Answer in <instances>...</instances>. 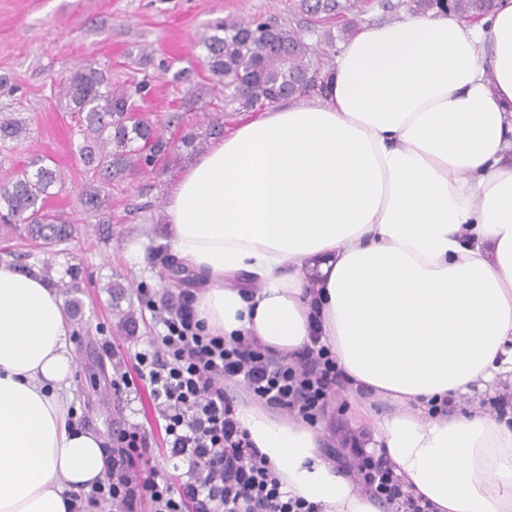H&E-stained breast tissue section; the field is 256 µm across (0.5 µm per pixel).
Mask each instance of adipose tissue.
I'll list each match as a JSON object with an SVG mask.
<instances>
[{"label": "adipose tissue", "instance_id": "1", "mask_svg": "<svg viewBox=\"0 0 512 512\" xmlns=\"http://www.w3.org/2000/svg\"><path fill=\"white\" fill-rule=\"evenodd\" d=\"M161 220L202 278L208 332L284 355L320 330L366 451L405 491L431 512H512V422L478 398L512 382V0L470 26L403 12L361 27L326 96L216 141ZM72 330L56 287L0 262V512H68L112 465L70 413ZM236 420L289 495L385 512L321 458L319 429L257 402Z\"/></svg>", "mask_w": 512, "mask_h": 512}]
</instances>
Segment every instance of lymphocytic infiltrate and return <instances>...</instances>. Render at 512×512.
I'll use <instances>...</instances> for the list:
<instances>
[{"instance_id": "obj_1", "label": "lymphocytic infiltrate", "mask_w": 512, "mask_h": 512, "mask_svg": "<svg viewBox=\"0 0 512 512\" xmlns=\"http://www.w3.org/2000/svg\"><path fill=\"white\" fill-rule=\"evenodd\" d=\"M193 291L177 302L155 307L162 335L136 352L135 373H119L115 394L146 389L164 422V457L187 469L176 478L159 474L147 453L148 437L139 425L120 431L112 450V470L86 497L110 512H318L307 500L288 495L267 458L255 448L236 418L233 387L240 386L267 408L317 423L327 404L345 387L336 356L313 339L296 358L262 348L254 338L206 333L195 318ZM340 467L357 465V480L369 497L402 512H428L406 493L385 455L352 442L327 449Z\"/></svg>"}]
</instances>
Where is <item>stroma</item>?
<instances>
[{
	"instance_id": "35a3bbf8",
	"label": "stroma",
	"mask_w": 512,
	"mask_h": 512,
	"mask_svg": "<svg viewBox=\"0 0 512 512\" xmlns=\"http://www.w3.org/2000/svg\"><path fill=\"white\" fill-rule=\"evenodd\" d=\"M228 17L303 27L311 22L300 0H0V111L17 113L27 124L24 139L0 147V175L33 157L51 158L65 185L48 204L78 221L68 241L45 251L26 234L0 230V261L12 251L27 267L50 265L55 278L78 275L79 291L63 296L76 321L71 341L78 418L109 441L117 427L142 426L150 435L153 464L163 475L174 468L160 453L164 430L148 392L116 397L98 367L119 363L132 369L134 353L147 349L160 332L149 301L174 299L181 290L199 286L198 276L174 272L166 245L150 242L140 257L129 247L147 225L159 223L170 188L195 159L184 138L193 134L210 144L211 117H220L228 132L249 118L225 110L222 89L210 81L199 44ZM82 64L103 70L115 87L150 78L153 89L143 106L160 120L170 144L154 167L113 182L100 220L83 216L79 195L91 174L77 153L79 118L58 94ZM356 419V405L339 393L320 422L326 447H341Z\"/></svg>"
}]
</instances>
